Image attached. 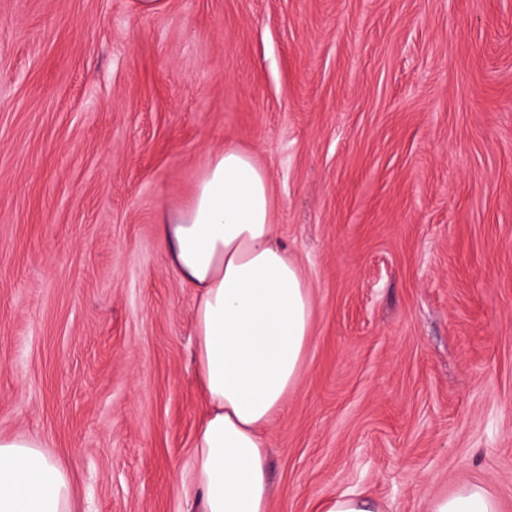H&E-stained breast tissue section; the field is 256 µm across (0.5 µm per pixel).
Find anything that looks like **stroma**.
Returning <instances> with one entry per match:
<instances>
[{
	"label": "stroma",
	"instance_id": "35a3bbf8",
	"mask_svg": "<svg viewBox=\"0 0 512 512\" xmlns=\"http://www.w3.org/2000/svg\"><path fill=\"white\" fill-rule=\"evenodd\" d=\"M229 145L314 303L270 512H512V0H0V437L75 512H185L204 399L157 224ZM429 512H500L497 500L482 486L467 485L454 495L435 498ZM323 512H382L373 500L360 494L341 492L329 498L322 507Z\"/></svg>",
	"mask_w": 512,
	"mask_h": 512
}]
</instances>
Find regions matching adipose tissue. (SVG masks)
<instances>
[{
  "label": "adipose tissue",
  "instance_id": "ef3b65f1",
  "mask_svg": "<svg viewBox=\"0 0 512 512\" xmlns=\"http://www.w3.org/2000/svg\"><path fill=\"white\" fill-rule=\"evenodd\" d=\"M159 233L176 277L194 290L193 361L206 413L181 482L198 512H269L267 428L300 382L313 298L273 241L270 180L234 147L213 157ZM0 512H72L65 470L31 436L0 438ZM429 512H499L482 486L435 498Z\"/></svg>",
  "mask_w": 512,
  "mask_h": 512
}]
</instances>
